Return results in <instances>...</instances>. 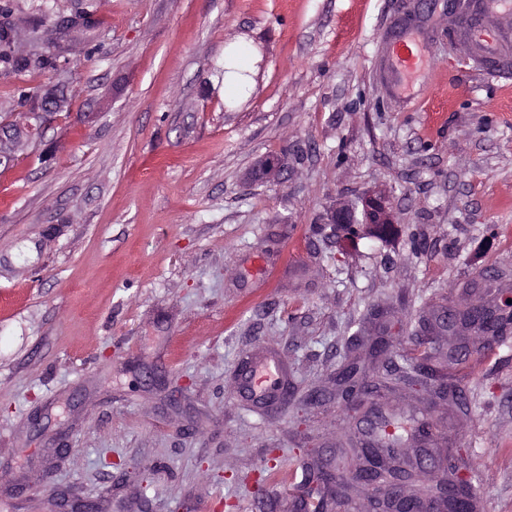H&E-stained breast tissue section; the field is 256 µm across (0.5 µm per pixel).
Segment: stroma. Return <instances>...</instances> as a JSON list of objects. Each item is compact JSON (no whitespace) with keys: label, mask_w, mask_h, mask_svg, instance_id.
<instances>
[{"label":"stroma","mask_w":512,"mask_h":512,"mask_svg":"<svg viewBox=\"0 0 512 512\" xmlns=\"http://www.w3.org/2000/svg\"><path fill=\"white\" fill-rule=\"evenodd\" d=\"M60 0L92 12L65 108L0 166V512H306L304 472L356 454L376 413L430 420L408 462L463 451L476 512H512V333L448 365L449 305L512 285V14L479 66L447 0ZM248 45L249 90L224 95ZM278 158L280 180L262 162ZM385 192L389 242L343 243L329 208ZM392 353L370 359L376 336ZM274 352L287 396L252 401ZM372 360V413L336 393ZM323 391L325 401L304 397Z\"/></svg>","instance_id":"1"}]
</instances>
